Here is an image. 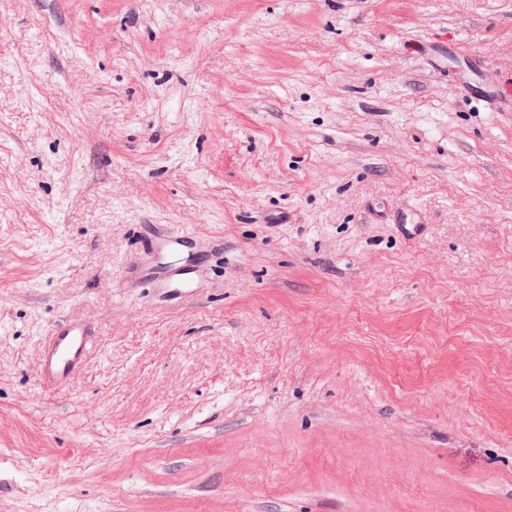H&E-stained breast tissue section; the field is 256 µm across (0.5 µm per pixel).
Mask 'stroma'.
Here are the masks:
<instances>
[{"mask_svg":"<svg viewBox=\"0 0 512 512\" xmlns=\"http://www.w3.org/2000/svg\"><path fill=\"white\" fill-rule=\"evenodd\" d=\"M0 512H512V0H0ZM198 258L191 264L176 267L161 287L170 299H184L193 294L197 284ZM94 334L83 323L60 317L51 327L41 353L38 379L48 391L64 387L98 351Z\"/></svg>","mask_w":512,"mask_h":512,"instance_id":"stroma-1","label":"stroma"}]
</instances>
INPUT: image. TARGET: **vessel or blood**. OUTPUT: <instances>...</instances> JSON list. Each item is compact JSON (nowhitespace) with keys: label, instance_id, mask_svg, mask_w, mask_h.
<instances>
[{"label":"vessel or blood","instance_id":"1","mask_svg":"<svg viewBox=\"0 0 512 512\" xmlns=\"http://www.w3.org/2000/svg\"><path fill=\"white\" fill-rule=\"evenodd\" d=\"M196 264L176 267L163 281L169 298L184 299L193 294L197 284ZM98 350L92 332L85 324L59 318L51 327L41 353L38 379L46 390L64 387L72 375Z\"/></svg>","mask_w":512,"mask_h":512}]
</instances>
